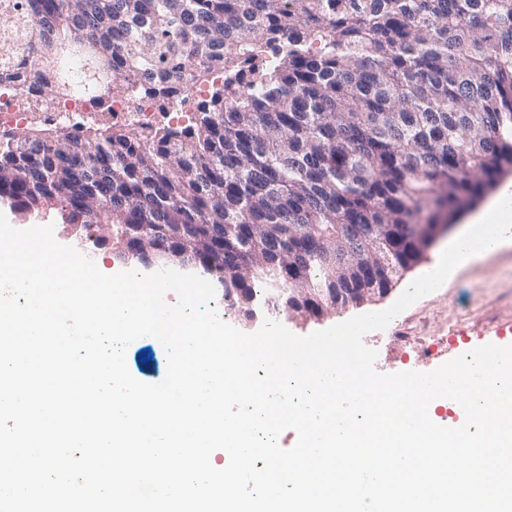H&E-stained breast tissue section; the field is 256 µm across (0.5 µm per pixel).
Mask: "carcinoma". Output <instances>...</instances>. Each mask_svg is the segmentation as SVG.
I'll return each mask as SVG.
<instances>
[{
    "label": "carcinoma",
    "mask_w": 512,
    "mask_h": 512,
    "mask_svg": "<svg viewBox=\"0 0 512 512\" xmlns=\"http://www.w3.org/2000/svg\"><path fill=\"white\" fill-rule=\"evenodd\" d=\"M0 26L19 95L71 94L62 55L94 102L229 72L185 126L0 138V197L109 223L88 247L196 268L245 320L386 294L424 253L410 225L454 221L512 168V0H0Z\"/></svg>",
    "instance_id": "cac0c4a2"
}]
</instances>
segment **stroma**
Wrapping results in <instances>:
<instances>
[{"label":"stroma","mask_w":512,"mask_h":512,"mask_svg":"<svg viewBox=\"0 0 512 512\" xmlns=\"http://www.w3.org/2000/svg\"><path fill=\"white\" fill-rule=\"evenodd\" d=\"M434 250L395 280L384 296L331 311L321 319L291 316L281 323L297 335L328 328L352 316L388 308L417 277L430 271ZM512 324V237L494 255L467 265L435 292L416 301L382 331L366 334L363 343L375 350L374 367L382 374L431 371L484 344L486 331ZM150 354L141 362V354ZM130 373L154 384L168 370V353L155 337L142 336L126 349Z\"/></svg>","instance_id":"35a3bbf8"}]
</instances>
